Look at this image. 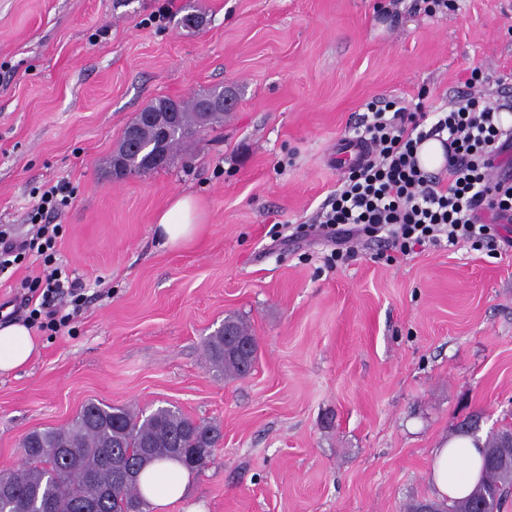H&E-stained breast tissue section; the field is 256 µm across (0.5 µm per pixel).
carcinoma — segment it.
Masks as SVG:
<instances>
[{"instance_id": "1", "label": "carcinoma", "mask_w": 512, "mask_h": 512, "mask_svg": "<svg viewBox=\"0 0 512 512\" xmlns=\"http://www.w3.org/2000/svg\"><path fill=\"white\" fill-rule=\"evenodd\" d=\"M223 95L224 88L216 86L185 103L159 99L148 105L144 111L163 113L174 132L162 138L154 125L136 119L125 129L115 159L126 161L130 174L169 167L200 129L224 122V110H201L202 101ZM229 334L250 338V348L231 350ZM257 351L251 326L236 316L225 318L204 342L206 359L230 379L252 373ZM221 437L219 425L197 421L176 407L147 415L127 406L88 402L67 425L24 436L23 465L0 473V512H45V506L51 512H150L135 479L143 467L172 460L197 471L212 459L200 449ZM484 447L495 449L496 464L483 465L482 480L468 497L429 503L435 512H501L512 495V429L490 434Z\"/></svg>"}]
</instances>
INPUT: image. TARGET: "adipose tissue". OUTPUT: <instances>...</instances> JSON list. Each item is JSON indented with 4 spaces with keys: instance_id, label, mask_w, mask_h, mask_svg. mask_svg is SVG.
<instances>
[{
    "instance_id": "ef3b65f1",
    "label": "adipose tissue",
    "mask_w": 512,
    "mask_h": 512,
    "mask_svg": "<svg viewBox=\"0 0 512 512\" xmlns=\"http://www.w3.org/2000/svg\"><path fill=\"white\" fill-rule=\"evenodd\" d=\"M203 223L199 199L189 194L177 196L156 218V240L169 250L181 248L196 239ZM37 348L27 323L13 321L0 325V373L24 369ZM482 446L480 437L461 435L434 449L432 482L437 498L453 501L472 492L481 478ZM146 474L154 482L143 487L142 492L151 506L157 508L181 498L190 480L189 472L174 461L155 464Z\"/></svg>"
}]
</instances>
